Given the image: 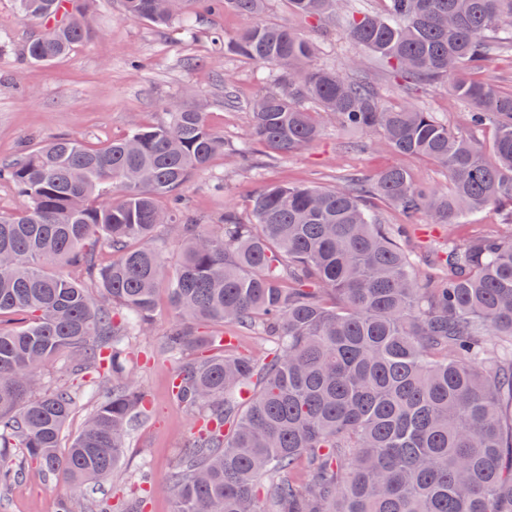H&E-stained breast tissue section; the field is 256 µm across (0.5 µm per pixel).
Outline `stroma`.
I'll use <instances>...</instances> for the list:
<instances>
[{
  "label": "stroma",
  "instance_id": "obj_1",
  "mask_svg": "<svg viewBox=\"0 0 512 512\" xmlns=\"http://www.w3.org/2000/svg\"><path fill=\"white\" fill-rule=\"evenodd\" d=\"M72 12H83L92 21V33L67 55L50 64L27 62L23 56L28 40L40 34V23L22 16L17 0H0V160H14L56 137H75L103 144L126 135L133 126H155L165 122L162 101L178 99L190 104L203 99L210 128L223 135L224 150L210 167L195 173L182 187L184 207L203 223H220L225 211L240 216L250 213L256 193L270 185L305 184L332 187L349 173L375 176L386 167L403 163L416 180L447 190V172L420 159L371 149L376 133L353 134L335 119L320 114L323 132L309 149L286 157L268 155L251 140L249 104L260 91L275 83L272 72L258 73L250 59L215 51L216 35L234 37L244 26L243 17L230 9L205 10L190 5L188 17L194 33L181 23L158 28L146 21L124 16L123 0H70ZM264 19L285 24L316 38L319 51L314 65L342 74L362 68L379 87L386 104L408 102L433 113L449 127L468 130L471 107L456 97L446 84L438 83L407 97L393 92L387 66L365 49L348 43L341 32L318 33L312 21L293 14L288 0H267ZM385 223L405 227L404 238L419 253L447 248L449 238L512 233L496 210L487 209L466 217L454 230L440 224H405L397 209H382ZM174 314L166 293H159L154 322L136 339L138 379L147 391L151 415L135 427L126 452L113 475L103 484L71 490L62 481L45 475L36 465L26 464L22 478L0 489V512H58L61 499H115L128 496L136 471L148 468L155 488L145 512H172L164 480L189 439L194 423L189 412L171 397L176 365L154 358ZM103 383L94 379L78 386L74 411L63 432L70 443L86 415L106 400Z\"/></svg>",
  "mask_w": 512,
  "mask_h": 512
}]
</instances>
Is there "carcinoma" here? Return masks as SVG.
I'll use <instances>...</instances> for the list:
<instances>
[{
  "instance_id": "cac0c4a2",
  "label": "carcinoma",
  "mask_w": 512,
  "mask_h": 512,
  "mask_svg": "<svg viewBox=\"0 0 512 512\" xmlns=\"http://www.w3.org/2000/svg\"><path fill=\"white\" fill-rule=\"evenodd\" d=\"M49 22L62 0H18ZM266 0H224L246 20L218 40L277 72L250 104L249 135L278 156L321 135L315 103L336 123L399 156L448 171L441 191L402 164L375 178L346 175L333 187L273 185L206 228L181 211L179 191L224 149L205 113L178 100L162 125H136L103 145L55 138L0 178L27 204L0 212V485L19 479L24 450L74 488L109 478L151 402L129 338L151 325L164 288L178 320L156 355L177 364L172 398L200 428L182 448L166 488L173 512H512V235L448 240L415 273V254L377 215L383 201L452 230L468 214L499 211L512 224V88L480 79L512 40V0H387L358 14L351 0H288L291 10L386 61L395 87L446 83L471 105L469 125L491 126L489 147L430 112L387 106L362 70L343 76L309 64L314 42L263 20ZM126 18L166 26L186 0H123ZM90 35L73 14L33 39L27 58L50 63ZM111 193L109 203L100 198ZM170 198L161 209L156 197ZM181 249L169 269L158 229ZM116 255L101 267L90 241ZM82 271L97 293L64 273ZM220 325L272 339L260 362ZM59 355L52 381L39 369ZM91 374L109 398L68 447L61 437L76 404L71 375ZM304 466L311 479L302 481Z\"/></svg>"
}]
</instances>
